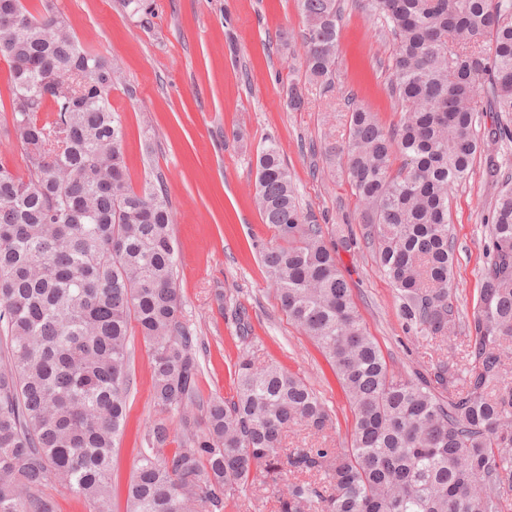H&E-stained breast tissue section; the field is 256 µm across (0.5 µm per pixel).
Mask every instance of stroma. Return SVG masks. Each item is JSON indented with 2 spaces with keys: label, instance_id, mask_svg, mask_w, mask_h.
Returning <instances> with one entry per match:
<instances>
[{
  "label": "stroma",
  "instance_id": "35a3bbf8",
  "mask_svg": "<svg viewBox=\"0 0 512 512\" xmlns=\"http://www.w3.org/2000/svg\"><path fill=\"white\" fill-rule=\"evenodd\" d=\"M54 2L82 42L124 70L111 103L123 117L133 187L162 181L177 216L176 282L183 314L202 341L203 396L230 394L240 351L258 365L278 361L306 378L334 421L323 436L288 430L284 450L343 452L351 446L353 410L325 358L282 311L258 252L274 239L254 203L256 156L270 139L304 210L335 246L352 300L390 368L409 376L433 373L441 364L466 366L467 325L489 260L488 216L504 177H512V145L482 146L469 178L452 195V301L459 318L452 335L425 340L401 317L398 294L364 237L358 198L323 154L346 135L348 98L375 112L383 126L399 119L389 91L391 37L356 0H343L332 89L310 82L297 54L304 26L297 0H151L144 19L122 0ZM291 82L305 99L297 112L283 103ZM493 156L501 160L495 174L489 170ZM238 304L252 325L245 343L232 314ZM149 361L142 337L132 336V383L126 429L112 457L111 512H125L141 437L155 418Z\"/></svg>",
  "mask_w": 512,
  "mask_h": 512
}]
</instances>
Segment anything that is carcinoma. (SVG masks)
<instances>
[{"label":"carcinoma","mask_w":512,"mask_h":512,"mask_svg":"<svg viewBox=\"0 0 512 512\" xmlns=\"http://www.w3.org/2000/svg\"><path fill=\"white\" fill-rule=\"evenodd\" d=\"M394 44L396 125L348 100L342 173L364 208L377 263L423 336L455 327L450 193L481 141L512 142V0H359ZM38 14L0 0L10 133L23 172L0 158V512H55L49 478L107 512L127 418L132 328L150 347L152 400L126 512H230L261 484L274 512H504L512 488V183L497 195L490 260L467 336L468 366L397 375L365 326L320 225L300 206L278 145L257 154L255 204L279 243L261 247L282 311L328 359L354 410L352 444L294 448L331 410L300 375L247 353L227 397L199 393L198 336L176 285V214L137 190L112 111L120 65L79 40L53 0ZM309 76L334 87L341 0H298ZM493 112L491 127L480 114ZM401 158L392 168V158ZM202 409L201 419L188 415ZM182 416L171 437L167 416ZM176 444V448L169 445Z\"/></svg>","instance_id":"cac0c4a2"}]
</instances>
